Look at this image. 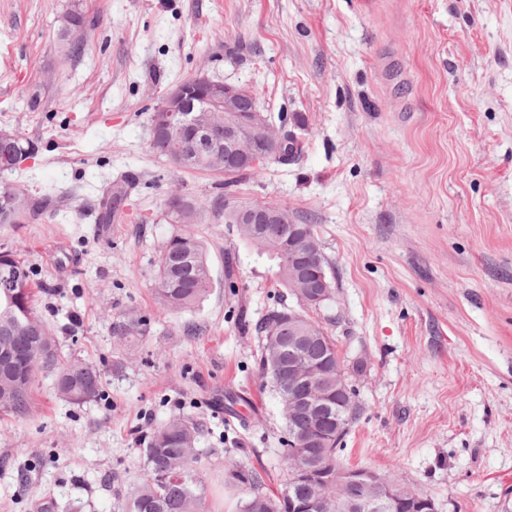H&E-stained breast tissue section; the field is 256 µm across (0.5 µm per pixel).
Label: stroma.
I'll use <instances>...</instances> for the list:
<instances>
[{
	"instance_id": "35a3bbf8",
	"label": "stroma",
	"mask_w": 512,
	"mask_h": 512,
	"mask_svg": "<svg viewBox=\"0 0 512 512\" xmlns=\"http://www.w3.org/2000/svg\"><path fill=\"white\" fill-rule=\"evenodd\" d=\"M86 17L78 55L63 17ZM251 88L302 153L233 186L170 166L150 117L197 74ZM38 152L0 183L50 201L0 224L64 357L103 392L73 405L38 374L31 415L0 416V512H124L148 438L199 423L209 512H239L224 469L284 489L279 402L260 374L259 319L279 288L219 200L287 206L314 225L333 299L312 317L336 341L361 416L339 457L430 494L437 512L512 501V0H0V129ZM138 179L125 220L104 189ZM203 206L211 288L159 312L154 267L172 191ZM152 314L126 349L112 318ZM123 181L125 182V189L121 191L120 195L109 194V191L103 194L100 204L101 212L99 215V223L112 224V222L121 217L124 207L127 205L129 189L135 185L136 177L129 175Z\"/></svg>"
}]
</instances>
